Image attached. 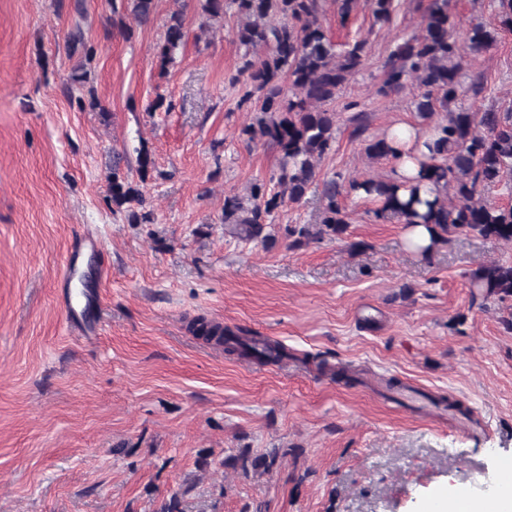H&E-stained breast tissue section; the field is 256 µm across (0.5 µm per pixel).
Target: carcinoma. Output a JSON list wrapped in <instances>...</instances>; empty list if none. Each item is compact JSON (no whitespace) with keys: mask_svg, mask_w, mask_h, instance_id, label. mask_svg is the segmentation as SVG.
Listing matches in <instances>:
<instances>
[{"mask_svg":"<svg viewBox=\"0 0 512 512\" xmlns=\"http://www.w3.org/2000/svg\"><path fill=\"white\" fill-rule=\"evenodd\" d=\"M133 17L150 20L154 0H127ZM202 21L224 16L235 8L241 17L237 39L245 48L239 74L246 76L252 91L260 92L254 121L244 129L250 138H260L278 150L282 166L278 176L280 191L269 194L262 184H254L248 197L224 198V232L238 238L267 242L263 234L272 215L285 202L298 203L316 181L317 163L336 142L338 113L332 107L340 88L355 74L367 49L359 40L342 53L335 50L320 17L324 0H199ZM449 0H431L424 16L422 33L397 45L385 72L379 93L399 92L411 82L416 86V111L425 119L438 108L446 110L434 125L436 138L425 143L429 162L423 164L422 180L451 190V195L430 198L420 185L406 187L395 179L345 180L332 177L322 182L324 202L320 224H303L288 229L292 244L322 236L339 237L348 228V214L341 199L364 191L375 204L379 220L421 224L430 232V244L423 253L448 242L457 233L512 243V206L487 203L481 190L512 173V112H457L448 110L462 88L464 49L454 34L448 12ZM186 18L173 13L159 46L161 70L174 62L184 44ZM496 41L483 24L473 25L466 36L469 50H488ZM366 153L372 159L394 158L386 139L369 141ZM139 181L128 180L119 166L112 168L110 181L113 209L131 224H151L154 214L146 209L144 186L151 179L153 161L148 152L138 154ZM472 287L487 300L512 298V263L493 262L478 267L470 275ZM196 331L229 355L252 358L265 364H281L290 354L281 343L264 336H246L226 326L201 322ZM279 455L272 448L264 454L245 451L224 460V465L240 467L243 474L270 472Z\"/></svg>","mask_w":512,"mask_h":512,"instance_id":"1","label":"carcinoma"}]
</instances>
